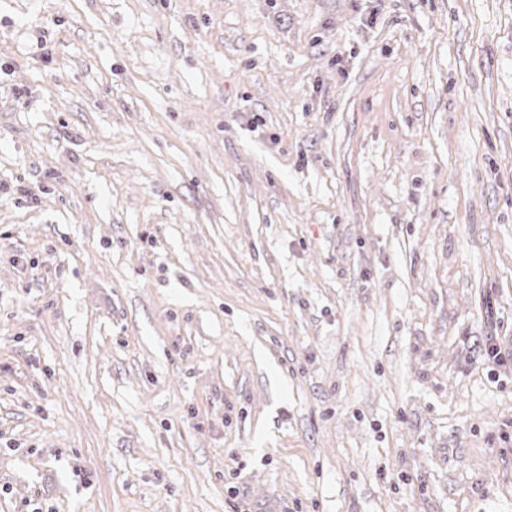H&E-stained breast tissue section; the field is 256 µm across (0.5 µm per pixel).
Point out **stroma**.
<instances>
[{
    "instance_id": "obj_1",
    "label": "stroma",
    "mask_w": 512,
    "mask_h": 512,
    "mask_svg": "<svg viewBox=\"0 0 512 512\" xmlns=\"http://www.w3.org/2000/svg\"><path fill=\"white\" fill-rule=\"evenodd\" d=\"M0 512H512V0H0Z\"/></svg>"
}]
</instances>
